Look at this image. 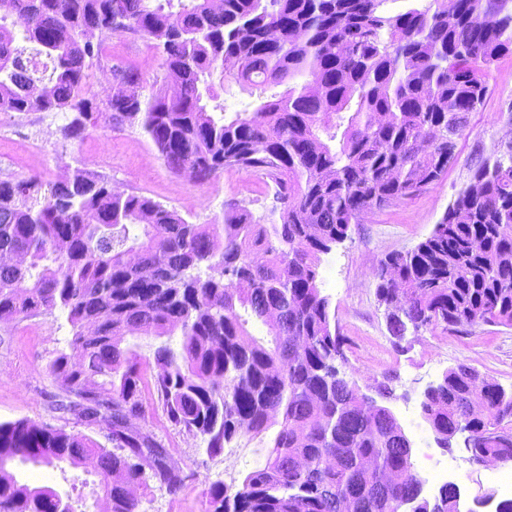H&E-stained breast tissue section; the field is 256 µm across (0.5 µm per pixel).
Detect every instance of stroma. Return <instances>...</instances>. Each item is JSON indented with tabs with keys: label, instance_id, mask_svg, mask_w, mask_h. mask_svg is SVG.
Masks as SVG:
<instances>
[{
	"label": "stroma",
	"instance_id": "obj_1",
	"mask_svg": "<svg viewBox=\"0 0 512 512\" xmlns=\"http://www.w3.org/2000/svg\"><path fill=\"white\" fill-rule=\"evenodd\" d=\"M132 68L140 73L145 89L162 81L158 51L151 41L137 36H115L105 43L101 63L88 71L90 98L100 95L98 77L110 67ZM490 91L470 116L466 136L458 143V158L447 175L419 195L366 213L353 225L348 239L322 256L320 288L330 303L331 314L342 336L347 361L344 370L362 393L372 394L385 382L393 390L388 406L411 441L412 462L420 476L448 467V482L457 485L463 512L476 496L489 493L501 501L487 475L489 466L473 463L457 446H441L421 416L420 403L427 386L446 371L465 364L480 376L512 387V327L474 326L444 329L429 326L399 340L390 335L386 311L376 296V275L389 253L415 247L432 232L435 224L465 186L473 166L492 162L512 142V55L501 57L492 67ZM66 119L60 112L25 115L0 112V178L20 180L33 174L54 182L55 157L66 154L71 169H81L123 185L125 192L152 198L175 209L196 224L222 215L226 204L248 202L254 215L274 204L249 171L228 167L206 180H184L171 172L139 125L111 129L105 120L88 127L82 138L64 139ZM72 327L65 313L41 314L0 323V423L28 419L91 436L110 447L105 427L61 419L48 403L59 390L49 368L62 353H71ZM153 368H146L142 389L144 415L137 425L168 449L188 480L178 494L161 490L158 484L138 489L141 512H203L204 492L215 481L236 484L242 474L261 466L268 439L243 437L226 444L223 452L208 457L199 441L179 433L170 424L163 403L151 383ZM16 478L32 486L56 488L71 499L93 498L101 493L99 474L83 468L10 462Z\"/></svg>",
	"mask_w": 512,
	"mask_h": 512
}]
</instances>
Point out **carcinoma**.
<instances>
[{
	"label": "carcinoma",
	"instance_id": "cac0c4a2",
	"mask_svg": "<svg viewBox=\"0 0 512 512\" xmlns=\"http://www.w3.org/2000/svg\"><path fill=\"white\" fill-rule=\"evenodd\" d=\"M0 0V112H64L76 139L99 113L85 85L106 39L154 42L178 94L144 95L132 69L127 96L109 100L112 128L139 124L174 173L230 166L273 184L278 218L263 223L231 203L208 224L78 170L44 183L0 179V322L60 309L75 355L52 373L53 410L104 426L112 448L81 432L23 419L0 423V471L94 459L99 512H139L134 487L177 494L193 475L134 424L143 414L144 362L123 346L152 336L153 386L180 433L208 455L273 425L263 465L236 485L214 483L204 512H458L415 499L422 479L391 409H366L340 379L344 338L319 288L321 256L367 210L410 198L447 173L469 116L488 94L491 66L512 54V0ZM52 62L36 76L31 56ZM260 90L250 112L208 110L213 79ZM285 87L278 92L276 88ZM509 162L473 169L470 183L414 249L381 261L376 293L390 334L400 320L512 327V146ZM44 203H39V199ZM253 316L271 339L249 334ZM402 319H397V316ZM180 333L179 350L164 336ZM476 372L460 365L436 385L422 416L448 439L464 425L471 448L512 461V388L486 382L474 415ZM0 512H74L54 489L0 479Z\"/></svg>",
	"mask_w": 512,
	"mask_h": 512
}]
</instances>
